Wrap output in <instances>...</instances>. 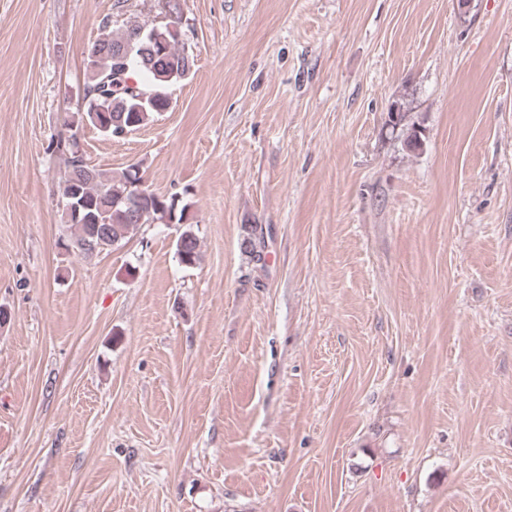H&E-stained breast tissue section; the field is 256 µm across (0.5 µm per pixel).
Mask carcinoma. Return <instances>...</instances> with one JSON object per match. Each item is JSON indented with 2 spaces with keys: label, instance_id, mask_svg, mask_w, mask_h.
<instances>
[{
  "label": "carcinoma",
  "instance_id": "1",
  "mask_svg": "<svg viewBox=\"0 0 512 512\" xmlns=\"http://www.w3.org/2000/svg\"><path fill=\"white\" fill-rule=\"evenodd\" d=\"M169 22L151 27L129 21L114 33L112 19L87 53L83 83V112L78 122L87 123L110 138L119 130L138 129L151 118L168 110V89L187 77L195 65L194 56L180 43L178 33L168 24L182 21L181 0H165ZM54 150L66 156V171L60 184L64 203H82L78 216L67 220L75 227L65 248L92 258L135 235L143 224L175 222L185 225L176 241L181 265L193 267L199 261V244L187 224L188 205L174 196L151 192V199L131 209L128 201L138 191L139 169L130 165L114 174L87 163L79 154L76 134L59 138Z\"/></svg>",
  "mask_w": 512,
  "mask_h": 512
}]
</instances>
